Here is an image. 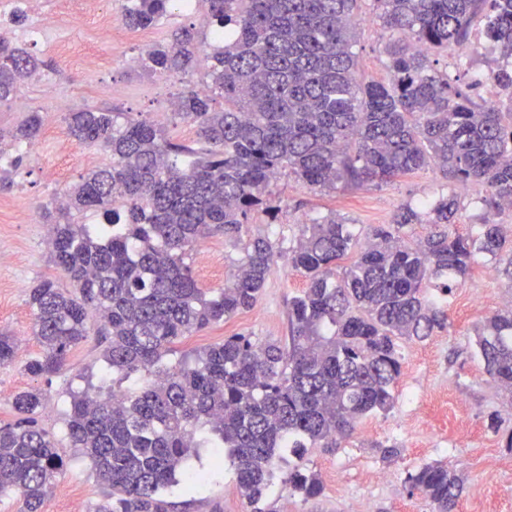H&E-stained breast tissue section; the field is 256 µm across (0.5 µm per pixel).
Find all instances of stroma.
<instances>
[{
    "instance_id": "35a3bbf8",
    "label": "stroma",
    "mask_w": 512,
    "mask_h": 512,
    "mask_svg": "<svg viewBox=\"0 0 512 512\" xmlns=\"http://www.w3.org/2000/svg\"><path fill=\"white\" fill-rule=\"evenodd\" d=\"M119 19L112 34L101 33L86 18L75 31L91 55L102 64L92 76L66 66L44 44H28V51L48 60L41 81L29 84L20 97L0 106V130L19 124L26 112H42L44 124L36 140L37 152L24 154L12 171L10 189H0V330L15 336L17 360L0 366V422L14 419L13 396L31 388L42 389L44 407L39 423L55 434L59 452L67 463L45 506V512H72L73 496H81L86 512H93L102 497L88 459L78 455L66 436L71 397L81 390L102 393L136 391L135 379H106L97 319L89 321V336L71 351L65 367L50 378H36L22 363L37 355L40 346L32 334L34 317L28 292L38 281L50 278L59 287L71 282L50 258L46 244L50 227L30 223L29 214L39 205L58 200L66 189L80 182L90 170L109 164L106 151L78 144L67 132L69 112L84 108L109 107L118 123L147 118L161 125L171 140L194 144L193 125L168 113V97L177 93L180 81L143 72L136 63L143 40L162 42L169 29L192 25L205 30L202 14L170 10L163 23L148 30L128 28L120 16L121 0H113ZM363 23L353 30L351 50L361 80L387 76L385 45L389 32L371 10H364ZM481 29L473 23V36L463 53L434 55V69L452 71L458 82L471 83L480 73L490 74L497 66L490 60V47L474 38ZM456 193L461 206L459 223L449 225L450 235H473L486 217L480 202L485 190L471 185L460 190L436 169L398 177L381 185L358 190L310 191L294 177L281 176L273 188L277 207L274 218L259 216L244 225L240 241L214 237L188 250L184 261L200 287L220 288L224 278L243 255L246 241L269 237L276 251L275 262L257 302L231 320L213 326L178 344L177 355L191 354L197 347L241 334L251 341H279L288 334L289 297L306 286L304 275L292 267L289 251L305 224L334 216L351 224L357 238L371 229L391 224L404 205L415 207L435 201L439 195ZM497 260L478 254L469 278L448 297V324L424 341H402L401 375L394 387L393 408L374 414L336 448H311L300 456H289L290 466L321 476L322 496L304 500L288 486L278 484L269 492L270 512H359L368 502L372 512H434L430 500L410 489L409 473L426 464H448L464 478V490L456 512H512V448L505 440L512 433V401L499 392L484 371L476 353L475 327L486 317L501 312L498 303L506 294V282L496 274ZM397 453L385 457L388 448ZM173 512H250L238 491L231 464L202 493L174 491Z\"/></svg>"
}]
</instances>
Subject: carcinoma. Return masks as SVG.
Segmentation results:
<instances>
[{"mask_svg":"<svg viewBox=\"0 0 512 512\" xmlns=\"http://www.w3.org/2000/svg\"><path fill=\"white\" fill-rule=\"evenodd\" d=\"M171 0H133L131 28L155 26ZM207 25L224 40L202 53L193 26L152 45L141 65L150 74L185 77L205 69L209 92L189 88L176 115L196 128L197 149L169 139L146 119L118 128L110 109L68 113L81 144L111 152L112 163L69 188L63 203L40 206L50 221V252L74 290L52 279L30 288L39 355L24 370L50 377L89 333L103 325L106 372L152 379L118 400L88 391L71 401L67 437L89 459L105 492L95 512H170L167 495L204 489L227 450L241 497L263 507L290 452L336 448L367 417L389 411L401 373L399 341H422L446 327L448 296L472 270L474 252L505 249L504 225L484 221L474 237L450 236L460 202L451 194L422 212L405 206L393 223L356 246L350 225L334 216L306 227L290 260L307 285L288 301V344H257L242 335L194 351V362L164 363L183 339L251 309L276 256L257 236L224 287L201 288L184 256L214 235L240 236L256 215L274 217L269 187L288 173L306 188L387 183L431 165L462 185L486 188L489 209L512 203V69L494 75L505 96L479 105L448 73L432 68L427 49L459 50L485 14V39L512 57V0H369L391 32L388 78L360 81L349 29L364 0H203ZM46 63L0 32V104L16 98ZM224 109L213 107L214 96ZM43 126L33 109L8 134L34 142ZM121 203L123 210L115 208ZM96 210L90 228L75 212ZM410 224H430L417 244ZM342 279L333 280L336 269ZM478 354L497 387L512 395V309L486 318ZM17 341L0 332V364ZM45 394L13 396L15 419L0 422V496L22 498V512H44L66 463L53 434L39 425ZM200 448L212 466H185ZM435 512H454L463 478L443 463L409 475ZM283 482L304 499L323 492L314 472L288 469Z\"/></svg>","mask_w":512,"mask_h":512,"instance_id":"carcinoma-1","label":"carcinoma"}]
</instances>
